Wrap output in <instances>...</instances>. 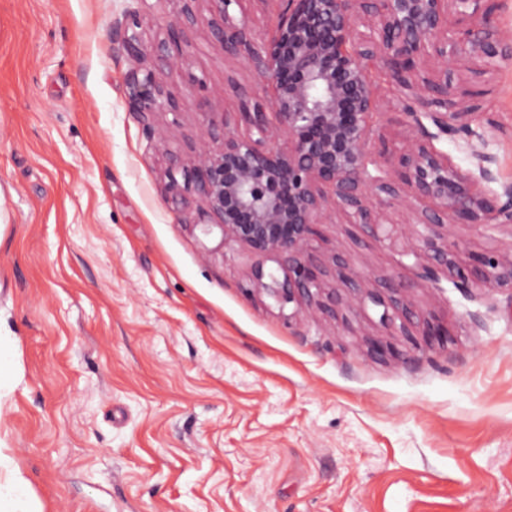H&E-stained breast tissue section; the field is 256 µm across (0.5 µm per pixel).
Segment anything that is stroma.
<instances>
[{"instance_id":"stroma-1","label":"stroma","mask_w":512,"mask_h":512,"mask_svg":"<svg viewBox=\"0 0 512 512\" xmlns=\"http://www.w3.org/2000/svg\"><path fill=\"white\" fill-rule=\"evenodd\" d=\"M178 0H0V446L43 512H512V290L420 281L361 226L320 256L414 281L447 335L381 329L250 290L268 257L204 234L190 167L199 111L256 79L198 26L178 112L148 136L126 105L134 61ZM477 100L512 182V65ZM462 261L512 231L453 228ZM380 351H373V344ZM131 24L132 26L128 23L123 24L120 21L115 22L112 25L113 40L120 43L122 50L129 57L139 63H144L156 53L158 46L144 41L138 33L133 30L132 27H138L135 19L132 20Z\"/></svg>"}]
</instances>
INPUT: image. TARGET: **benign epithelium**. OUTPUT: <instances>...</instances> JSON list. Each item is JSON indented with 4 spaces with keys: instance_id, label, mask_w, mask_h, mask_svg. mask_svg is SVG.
<instances>
[{
    "instance_id": "benign-epithelium-1",
    "label": "benign epithelium",
    "mask_w": 512,
    "mask_h": 512,
    "mask_svg": "<svg viewBox=\"0 0 512 512\" xmlns=\"http://www.w3.org/2000/svg\"><path fill=\"white\" fill-rule=\"evenodd\" d=\"M207 2L209 14L198 15L184 0L165 24L162 47L179 49L185 19L255 72L257 92L241 98L238 120L257 137L240 135L227 121L220 128L213 113L203 112L204 134L220 146L201 152L193 167L206 214L223 236L288 269L282 280L254 269L253 289L282 303L319 307L329 265L336 264L345 290L360 310L374 307L378 325L425 318L406 300L415 284L389 274L387 296L366 287L370 276L356 266L317 256L320 226L338 213L399 249L423 278L436 281L444 273L456 288L479 286L482 297L512 289V254L482 252L471 270L459 263L448 228L451 219L512 229V183L491 188L498 183L491 145L500 127L481 121L448 86V67L455 64L477 59L487 70L512 62V39L501 34L491 0H276L279 9L258 41L249 18L231 12L241 0ZM135 26L117 21L112 35L142 63L127 75L128 107L152 134V114L177 105L144 65L158 46ZM375 68L403 88L400 111L382 109ZM393 123L406 126L409 136L391 149L381 129ZM450 137L464 142L471 167L456 165L440 147ZM481 183L488 189H477ZM412 199L425 206L417 212L419 229L401 245L388 212Z\"/></svg>"
}]
</instances>
